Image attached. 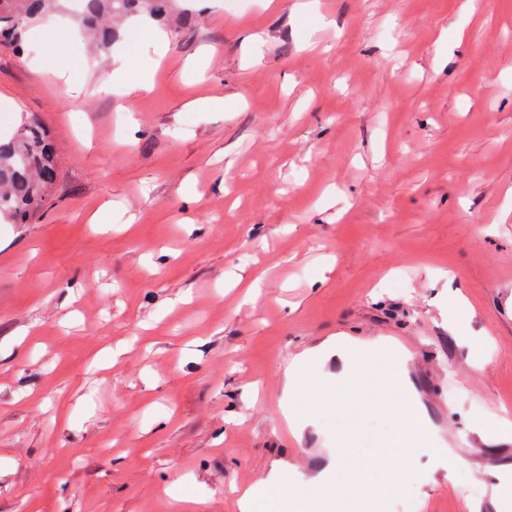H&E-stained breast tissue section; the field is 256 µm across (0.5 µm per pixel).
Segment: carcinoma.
<instances>
[{
  "label": "carcinoma",
  "mask_w": 512,
  "mask_h": 512,
  "mask_svg": "<svg viewBox=\"0 0 512 512\" xmlns=\"http://www.w3.org/2000/svg\"><path fill=\"white\" fill-rule=\"evenodd\" d=\"M54 0H0V42L20 47L31 22L51 18ZM167 0H81L78 22L91 31L100 51L112 48V17L147 15L154 19ZM58 178L57 153L42 123L24 119L0 135V216L27 224L43 208Z\"/></svg>",
  "instance_id": "cac0c4a2"
}]
</instances>
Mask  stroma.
Masks as SVG:
<instances>
[{"instance_id": "stroma-1", "label": "stroma", "mask_w": 512, "mask_h": 512, "mask_svg": "<svg viewBox=\"0 0 512 512\" xmlns=\"http://www.w3.org/2000/svg\"><path fill=\"white\" fill-rule=\"evenodd\" d=\"M300 2L173 0L165 44L128 20L106 53L62 55L65 11L0 43V132L37 118L60 161L0 222V512H238L288 465L337 463L324 506L384 483L371 376L315 357L288 397L339 338L430 421L379 512L512 499V438L478 429L512 421V0ZM448 449L470 469L435 470Z\"/></svg>"}]
</instances>
